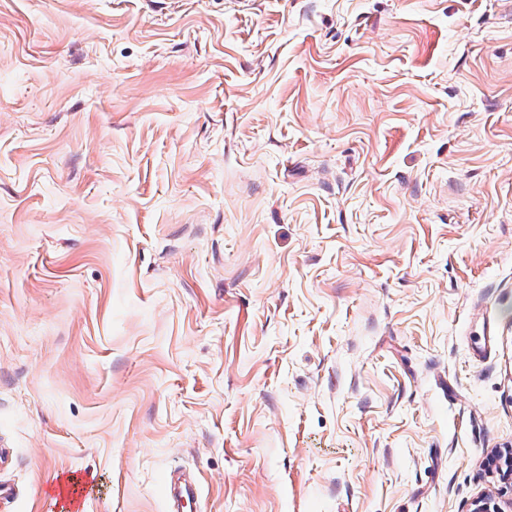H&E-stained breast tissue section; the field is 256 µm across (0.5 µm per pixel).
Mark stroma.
I'll return each mask as SVG.
<instances>
[{
    "label": "stroma",
    "mask_w": 512,
    "mask_h": 512,
    "mask_svg": "<svg viewBox=\"0 0 512 512\" xmlns=\"http://www.w3.org/2000/svg\"><path fill=\"white\" fill-rule=\"evenodd\" d=\"M512 445V0H0V512H469Z\"/></svg>",
    "instance_id": "obj_1"
}]
</instances>
